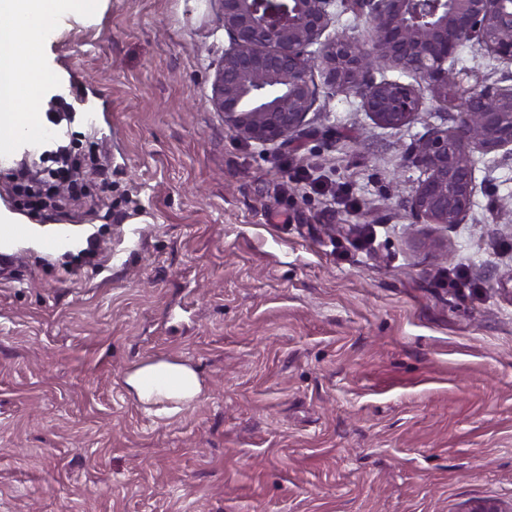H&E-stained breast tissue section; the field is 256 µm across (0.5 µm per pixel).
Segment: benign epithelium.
I'll return each instance as SVG.
<instances>
[{
  "mask_svg": "<svg viewBox=\"0 0 512 512\" xmlns=\"http://www.w3.org/2000/svg\"><path fill=\"white\" fill-rule=\"evenodd\" d=\"M229 38L215 69L210 102L224 126L261 145L303 130L320 72L331 93H353L379 126L399 129L422 108L419 89L376 80L388 68L424 81L442 106L459 104L455 126L436 127L414 146L423 171L410 197L416 219L460 224L473 205L474 154L512 155V84H486L448 61L466 44L512 64V0H347L365 18L369 43L324 36L335 0H216Z\"/></svg>",
  "mask_w": 512,
  "mask_h": 512,
  "instance_id": "7a95c632",
  "label": "benign epithelium"
}]
</instances>
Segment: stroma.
Segmentation results:
<instances>
[{"mask_svg": "<svg viewBox=\"0 0 512 512\" xmlns=\"http://www.w3.org/2000/svg\"><path fill=\"white\" fill-rule=\"evenodd\" d=\"M228 44L216 0H104L41 41L38 110L108 180L34 210L10 175L34 144L0 160L26 228L0 281V512H512V157H479L463 223L416 222L410 152L455 108L423 83L385 129L322 86L260 146L209 101ZM454 66L512 83L476 45ZM160 359L202 396L147 410L125 378Z\"/></svg>", "mask_w": 512, "mask_h": 512, "instance_id": "obj_1", "label": "stroma"}]
</instances>
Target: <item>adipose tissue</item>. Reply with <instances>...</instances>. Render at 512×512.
<instances>
[{"instance_id":"ef3b65f1","label":"adipose tissue","mask_w":512,"mask_h":512,"mask_svg":"<svg viewBox=\"0 0 512 512\" xmlns=\"http://www.w3.org/2000/svg\"><path fill=\"white\" fill-rule=\"evenodd\" d=\"M102 0H0V16L13 17L9 26L0 25V44L14 45L0 54V141L15 138L20 128L12 116L37 109L38 90L53 85L56 72L37 61L40 35L54 31L63 15H95ZM129 391L146 405L189 403L203 393L198 374L189 366L170 361L144 364L127 375Z\"/></svg>"}]
</instances>
